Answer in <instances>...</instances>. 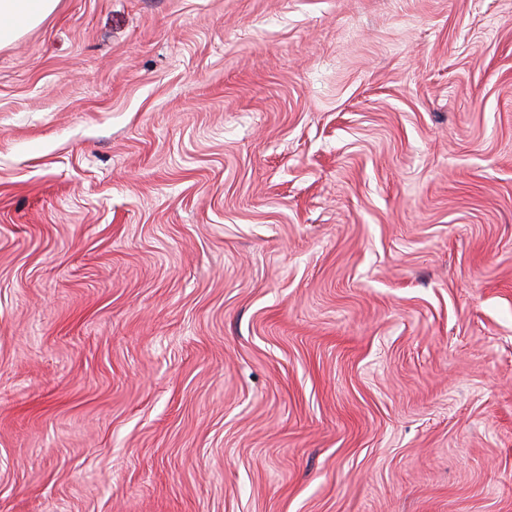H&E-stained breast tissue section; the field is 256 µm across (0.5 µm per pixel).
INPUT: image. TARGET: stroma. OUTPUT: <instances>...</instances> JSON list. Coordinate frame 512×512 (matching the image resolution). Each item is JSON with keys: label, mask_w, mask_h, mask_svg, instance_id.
Returning a JSON list of instances; mask_svg holds the SVG:
<instances>
[{"label": "stroma", "mask_w": 512, "mask_h": 512, "mask_svg": "<svg viewBox=\"0 0 512 512\" xmlns=\"http://www.w3.org/2000/svg\"><path fill=\"white\" fill-rule=\"evenodd\" d=\"M0 512H512V0L1 48Z\"/></svg>", "instance_id": "1"}]
</instances>
